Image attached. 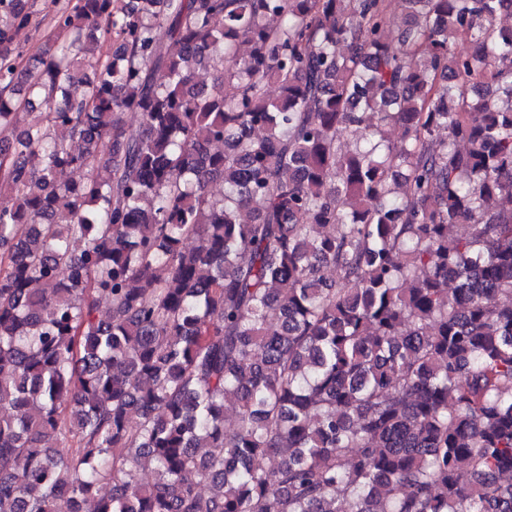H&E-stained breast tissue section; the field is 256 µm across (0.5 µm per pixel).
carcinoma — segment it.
<instances>
[{"label":"carcinoma","mask_w":512,"mask_h":512,"mask_svg":"<svg viewBox=\"0 0 512 512\" xmlns=\"http://www.w3.org/2000/svg\"><path fill=\"white\" fill-rule=\"evenodd\" d=\"M402 3L0 0V512H512V0ZM48 1L50 0H36L37 8L40 10V13L36 18L32 19L29 26L22 27L15 32L14 43L19 48H23L30 53L37 51L41 40L39 34L35 32V19L36 22L41 20L43 16L48 12L49 8L51 7ZM47 6H49V8H46Z\"/></svg>","instance_id":"cac0c4a2"}]
</instances>
